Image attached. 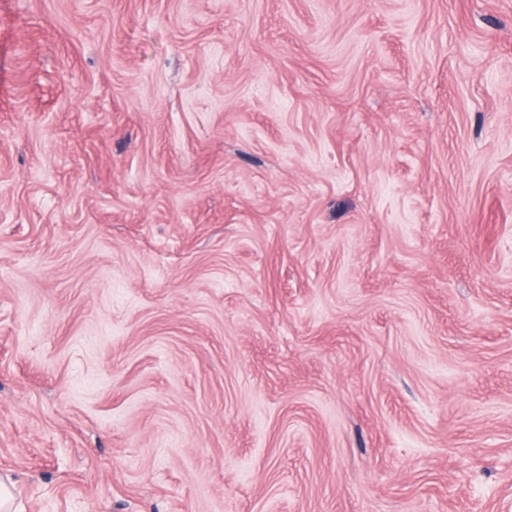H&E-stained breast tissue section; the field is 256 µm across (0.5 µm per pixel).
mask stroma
<instances>
[{
  "instance_id": "1",
  "label": "stroma",
  "mask_w": 512,
  "mask_h": 512,
  "mask_svg": "<svg viewBox=\"0 0 512 512\" xmlns=\"http://www.w3.org/2000/svg\"><path fill=\"white\" fill-rule=\"evenodd\" d=\"M19 512H512V0H0Z\"/></svg>"
}]
</instances>
